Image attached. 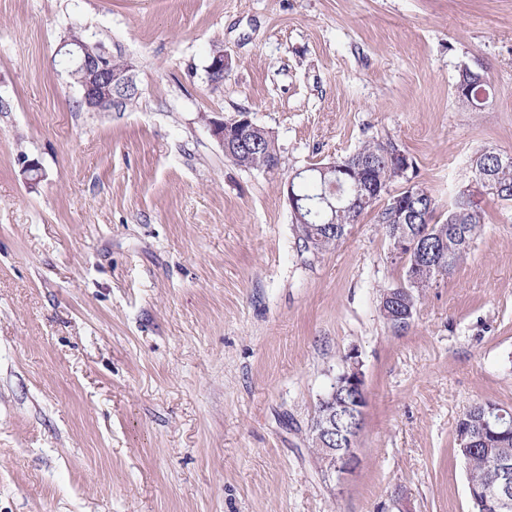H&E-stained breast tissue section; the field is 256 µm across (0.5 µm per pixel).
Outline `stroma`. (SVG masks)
Returning a JSON list of instances; mask_svg holds the SVG:
<instances>
[{
    "instance_id": "stroma-1",
    "label": "stroma",
    "mask_w": 512,
    "mask_h": 512,
    "mask_svg": "<svg viewBox=\"0 0 512 512\" xmlns=\"http://www.w3.org/2000/svg\"><path fill=\"white\" fill-rule=\"evenodd\" d=\"M76 32L134 65L126 108L80 106L57 54ZM240 112L276 170L204 122ZM372 141L412 162L388 192L425 187L444 219L466 191L484 221L402 329L377 209L313 252L286 194ZM487 148L512 154V0H0V512H470L457 421L512 407V203L476 184ZM354 363L340 475L309 427ZM398 285L392 288H386L381 294L380 311L383 318L393 326H396L399 320L396 318L401 313L403 304L400 300L405 299V294L402 292H394L397 290ZM391 294L396 299H388L387 296ZM333 388L328 398L325 396L315 410V415L311 421L309 435L312 444V451L319 460L323 458L322 468L329 472H337L340 474H348L354 471L359 463L358 449L356 441L362 426L364 415V404L367 401V391L365 388L364 376L357 364H352L349 369L340 374L334 381ZM336 397V405H335ZM350 398L354 404H349L350 408H354L353 414L356 416L354 428L350 434L342 432L340 420L342 417V398ZM336 406V409H335ZM321 413V415H320ZM318 418V434L323 440L325 446L324 453L321 456V448H319L317 437L312 429L315 419Z\"/></svg>"
}]
</instances>
